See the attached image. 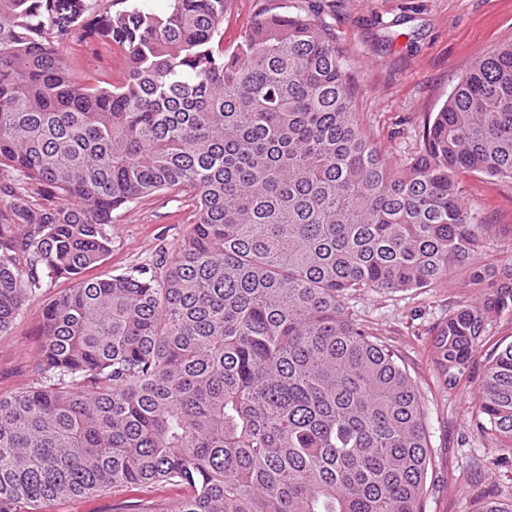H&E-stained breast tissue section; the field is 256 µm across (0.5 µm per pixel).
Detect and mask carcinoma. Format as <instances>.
<instances>
[{"mask_svg": "<svg viewBox=\"0 0 512 512\" xmlns=\"http://www.w3.org/2000/svg\"><path fill=\"white\" fill-rule=\"evenodd\" d=\"M169 2L89 28L124 56L102 86L72 79L57 0H0V332L73 282L43 311L35 379L0 397V512L115 485L185 488L170 512H422L417 383L344 303L466 270L475 300L432 349L450 387L512 310V263L490 262L495 225L455 179L512 183V42L393 168L314 9L265 8L226 50L232 0ZM163 190L196 199L174 253L88 276L112 213ZM476 427L512 448V341L491 350Z\"/></svg>", "mask_w": 512, "mask_h": 512, "instance_id": "carcinoma-1", "label": "carcinoma"}]
</instances>
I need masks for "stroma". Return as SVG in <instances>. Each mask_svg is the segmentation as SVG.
I'll return each mask as SVG.
<instances>
[{"label": "stroma", "instance_id": "35a3bbf8", "mask_svg": "<svg viewBox=\"0 0 512 512\" xmlns=\"http://www.w3.org/2000/svg\"><path fill=\"white\" fill-rule=\"evenodd\" d=\"M104 7L98 0L95 10ZM95 10L68 23L59 44L80 83L115 81L122 67L116 44L78 43ZM317 19L334 30L344 49L359 119L393 165L418 151L424 124L475 60L512 42V0H335ZM457 179L465 207L497 227L493 259H512V183L469 172ZM193 221L194 206L184 193H158L113 212L112 251L94 276L152 264L159 250L178 247ZM66 286L63 280L46 284L0 333V396L33 380L43 342L42 312ZM472 298L457 281L422 293L365 291L346 302L354 319L393 349L420 390L431 443L423 512H479L489 498L512 503V451L480 435L474 423L487 347L474 353L469 382L452 389L431 355L438 324L449 309ZM182 495L172 486L149 492L116 486L56 502L51 512H168Z\"/></svg>", "mask_w": 512, "mask_h": 512}]
</instances>
